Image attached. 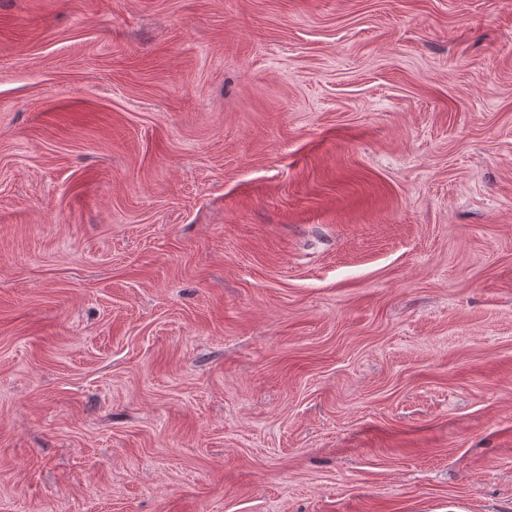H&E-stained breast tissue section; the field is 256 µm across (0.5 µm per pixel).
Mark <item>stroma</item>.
Returning a JSON list of instances; mask_svg holds the SVG:
<instances>
[{
	"label": "stroma",
	"mask_w": 512,
	"mask_h": 512,
	"mask_svg": "<svg viewBox=\"0 0 512 512\" xmlns=\"http://www.w3.org/2000/svg\"><path fill=\"white\" fill-rule=\"evenodd\" d=\"M0 512H512V0H0Z\"/></svg>",
	"instance_id": "obj_1"
}]
</instances>
